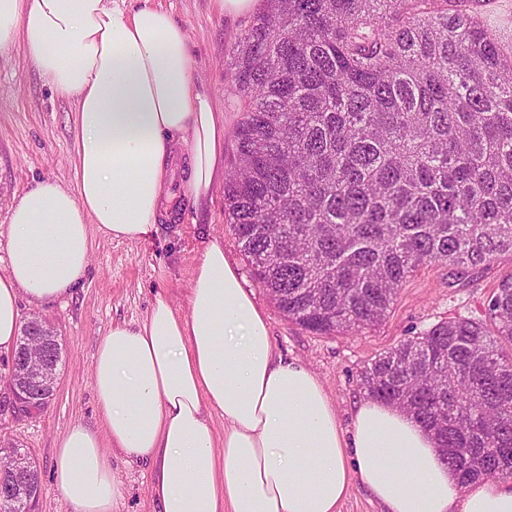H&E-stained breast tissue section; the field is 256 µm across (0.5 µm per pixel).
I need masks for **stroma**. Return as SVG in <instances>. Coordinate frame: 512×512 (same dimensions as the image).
I'll return each instance as SVG.
<instances>
[{"label":"stroma","mask_w":512,"mask_h":512,"mask_svg":"<svg viewBox=\"0 0 512 512\" xmlns=\"http://www.w3.org/2000/svg\"><path fill=\"white\" fill-rule=\"evenodd\" d=\"M182 25L196 61L194 80L224 114V160L232 162L231 135L241 114L225 78L229 53L251 15L219 11L214 0H154ZM76 108L57 98L29 64L23 48L0 57V275L7 267L8 242L2 231L10 206L25 191L50 178L71 187L76 139ZM170 190L179 201L171 218L146 241L107 237L91 228L92 249L86 277L74 296L38 306L20 300L23 318L39 317L57 332L64 351L58 392L42 412H0V439L28 449L41 468L46 491L36 512H72L53 487V457L59 439L75 422L101 429L92 382L95 347L112 325L141 322L156 293L166 294L186 310L195 269L206 244L224 243L257 305L270 325L275 351L306 366L324 385L342 425H350L362 396L359 374L364 366L400 341L441 320L481 318L501 278L512 273V260L457 276L448 263L420 266L398 289L385 321L350 335L321 336L288 322L253 278L251 266L224 215V183L216 181L212 200L194 209L182 198L181 176L173 174ZM112 466L123 482L119 512H157L151 491L152 467L129 463L113 454Z\"/></svg>","instance_id":"35a3bbf8"}]
</instances>
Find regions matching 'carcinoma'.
<instances>
[{"mask_svg": "<svg viewBox=\"0 0 512 512\" xmlns=\"http://www.w3.org/2000/svg\"><path fill=\"white\" fill-rule=\"evenodd\" d=\"M228 80L241 118L224 215L289 321L372 328L419 266L512 257V41L466 0H261ZM486 315L360 372L464 481L512 478V273Z\"/></svg>", "mask_w": 512, "mask_h": 512, "instance_id": "1", "label": "carcinoma"}]
</instances>
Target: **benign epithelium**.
I'll return each instance as SVG.
<instances>
[{"instance_id": "7a95c632", "label": "benign epithelium", "mask_w": 512, "mask_h": 512, "mask_svg": "<svg viewBox=\"0 0 512 512\" xmlns=\"http://www.w3.org/2000/svg\"><path fill=\"white\" fill-rule=\"evenodd\" d=\"M59 336L39 318L28 321L25 340L11 352L7 389L22 407L45 406L59 387L55 348ZM10 466L0 469V509L4 512H33L45 492L38 462L30 453L14 445L0 444Z\"/></svg>"}]
</instances>
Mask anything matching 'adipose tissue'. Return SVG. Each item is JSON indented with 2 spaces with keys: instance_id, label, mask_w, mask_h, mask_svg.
<instances>
[{
  "instance_id": "ef3b65f1",
  "label": "adipose tissue",
  "mask_w": 512,
  "mask_h": 512,
  "mask_svg": "<svg viewBox=\"0 0 512 512\" xmlns=\"http://www.w3.org/2000/svg\"><path fill=\"white\" fill-rule=\"evenodd\" d=\"M23 45L76 107V182L37 183L11 207L0 277V350L14 348L20 298L74 295L91 228L147 238L182 172L201 203L224 161V121L197 91L185 29L142 0H0V55ZM93 385L103 431L73 424L57 443L55 490L73 512H116L110 440L152 466L158 512H336L359 484L385 512H512V483L459 480L407 411L361 398L342 427L318 378L275 353L269 323L224 245L205 247L186 310L157 294L139 324L98 340ZM224 418L216 435L213 415Z\"/></svg>"
}]
</instances>
